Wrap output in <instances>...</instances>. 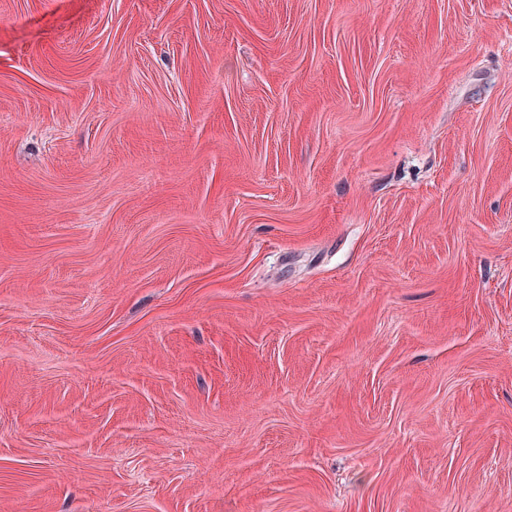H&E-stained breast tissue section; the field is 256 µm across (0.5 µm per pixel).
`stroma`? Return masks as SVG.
<instances>
[{
  "instance_id": "obj_1",
  "label": "stroma",
  "mask_w": 512,
  "mask_h": 512,
  "mask_svg": "<svg viewBox=\"0 0 512 512\" xmlns=\"http://www.w3.org/2000/svg\"><path fill=\"white\" fill-rule=\"evenodd\" d=\"M0 512H512V0H0Z\"/></svg>"
}]
</instances>
